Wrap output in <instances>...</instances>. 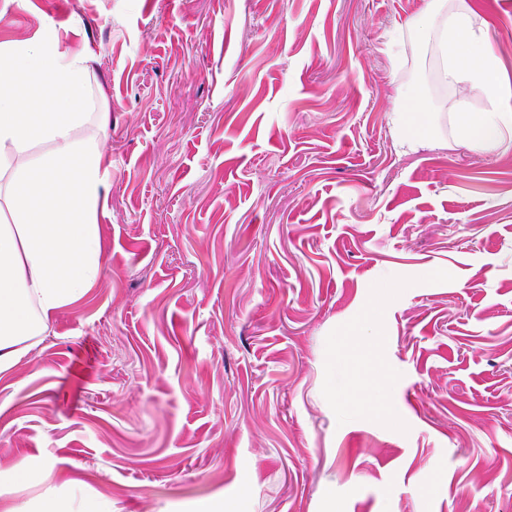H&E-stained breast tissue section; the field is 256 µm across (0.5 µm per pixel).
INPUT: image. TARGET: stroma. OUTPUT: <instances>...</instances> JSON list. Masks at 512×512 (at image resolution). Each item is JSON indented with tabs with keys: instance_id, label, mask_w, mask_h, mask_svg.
Returning a JSON list of instances; mask_svg holds the SVG:
<instances>
[{
	"instance_id": "1",
	"label": "stroma",
	"mask_w": 512,
	"mask_h": 512,
	"mask_svg": "<svg viewBox=\"0 0 512 512\" xmlns=\"http://www.w3.org/2000/svg\"><path fill=\"white\" fill-rule=\"evenodd\" d=\"M427 2L0 0V43L93 52L81 133L112 160L95 285L0 373V483L47 461L31 496L112 512H512V150L453 144L483 93L393 46ZM462 4L512 79V0ZM404 88L440 146L397 150Z\"/></svg>"
}]
</instances>
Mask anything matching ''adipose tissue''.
<instances>
[{"label": "adipose tissue", "instance_id": "adipose-tissue-1", "mask_svg": "<svg viewBox=\"0 0 512 512\" xmlns=\"http://www.w3.org/2000/svg\"><path fill=\"white\" fill-rule=\"evenodd\" d=\"M435 37L446 78L482 89L483 110L451 115L455 144L478 153L512 149V103L496 84L498 56L484 23L460 8L442 14L440 0L410 24ZM91 53L69 54L56 38L0 44V373L10 371L53 331V319L95 284L104 259L101 221L107 214L109 160L99 137L77 138L89 115ZM394 112L400 148L434 142V118L413 90ZM39 143L47 152L32 155Z\"/></svg>", "mask_w": 512, "mask_h": 512}]
</instances>
